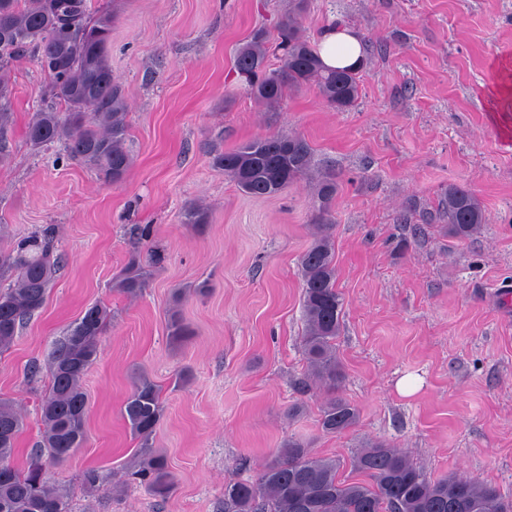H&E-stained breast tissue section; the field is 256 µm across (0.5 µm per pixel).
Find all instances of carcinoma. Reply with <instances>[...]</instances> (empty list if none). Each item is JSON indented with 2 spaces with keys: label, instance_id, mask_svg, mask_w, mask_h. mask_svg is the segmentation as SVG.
I'll use <instances>...</instances> for the list:
<instances>
[{
  "label": "carcinoma",
  "instance_id": "1",
  "mask_svg": "<svg viewBox=\"0 0 512 512\" xmlns=\"http://www.w3.org/2000/svg\"><path fill=\"white\" fill-rule=\"evenodd\" d=\"M112 23V14L95 13L90 0H0V72L24 62L34 64L49 79L54 103L33 113L25 131L27 142L34 149L65 143L68 159L94 169L105 182L120 181L131 164L126 147L128 104L122 86L112 78ZM278 39L282 54L274 69L266 65L268 35L262 29L235 56L236 72L255 99L272 107L286 91L314 84L332 108L342 110L355 102L358 70L325 69L309 42L297 36L295 18L281 25ZM12 97V86L0 77L1 167L10 161L6 142L14 122ZM312 163V149L304 139L278 135L256 138L212 158L216 169L254 197L280 193L307 175ZM335 194L334 182L318 181L319 204L313 214L317 231L299 260L304 352L327 393L320 426L329 434L351 428L359 417L356 407L336 395L343 379L335 347L343 299L336 288L330 210ZM445 205L452 237L470 238L486 223L480 202L463 185L448 186ZM54 250L47 231L0 249V280H11L9 288L0 290V349L10 346L24 321L45 304L59 269ZM146 283L147 270L133 259L114 288L135 296ZM109 318L108 308L94 303L56 342L50 388L40 404L42 444L23 469L14 459L24 417L13 401L0 398V466L12 471L8 480H0V512H69L66 495L47 477L42 453L58 464L82 447L88 406L82 379L97 357ZM169 330L176 339L193 335L176 314L170 317ZM162 414L158 386L138 375L124 405V416L142 441L134 475L153 495L165 498L175 478L166 457L149 444ZM354 467L364 479L342 480L336 460L318 456L307 444L290 438L256 481L226 488L225 506L231 512H512V500L496 487L458 476L432 480L405 453L380 442L360 453Z\"/></svg>",
  "mask_w": 512,
  "mask_h": 512
}]
</instances>
